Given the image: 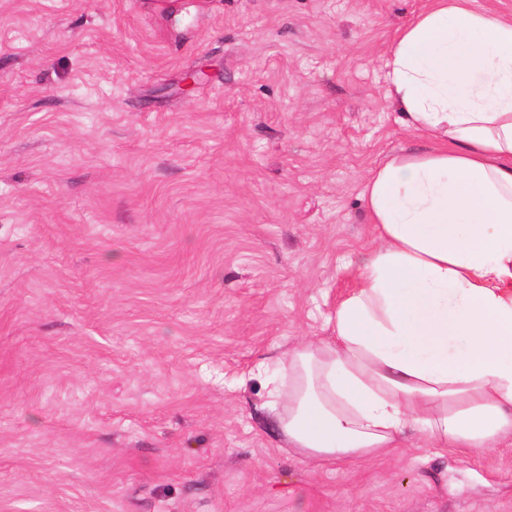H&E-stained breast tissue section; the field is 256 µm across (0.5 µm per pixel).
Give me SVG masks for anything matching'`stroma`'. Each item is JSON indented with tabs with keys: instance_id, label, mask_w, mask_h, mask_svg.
Instances as JSON below:
<instances>
[{
	"instance_id": "35a3bbf8",
	"label": "stroma",
	"mask_w": 512,
	"mask_h": 512,
	"mask_svg": "<svg viewBox=\"0 0 512 512\" xmlns=\"http://www.w3.org/2000/svg\"><path fill=\"white\" fill-rule=\"evenodd\" d=\"M428 5L0 0V512H512V447L316 469L237 385L427 150L385 63Z\"/></svg>"
}]
</instances>
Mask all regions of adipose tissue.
<instances>
[{
	"label": "adipose tissue",
	"instance_id": "obj_1",
	"mask_svg": "<svg viewBox=\"0 0 512 512\" xmlns=\"http://www.w3.org/2000/svg\"><path fill=\"white\" fill-rule=\"evenodd\" d=\"M389 96L430 150L365 186L375 246L332 334L251 370L315 467L419 433L461 456L512 446V18L432 0L392 44Z\"/></svg>",
	"mask_w": 512,
	"mask_h": 512
}]
</instances>
